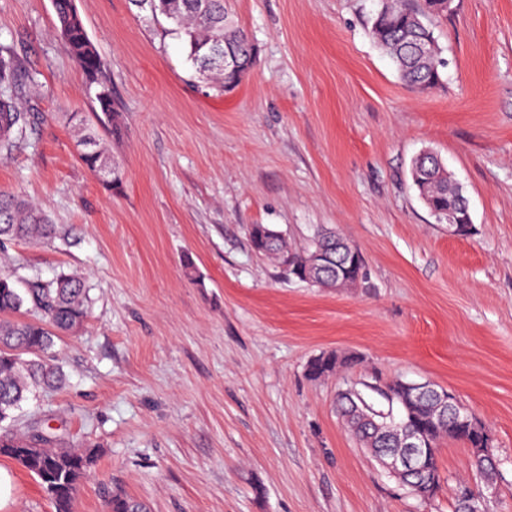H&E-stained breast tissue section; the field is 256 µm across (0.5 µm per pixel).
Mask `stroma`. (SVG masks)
<instances>
[{"label": "stroma", "instance_id": "obj_1", "mask_svg": "<svg viewBox=\"0 0 512 512\" xmlns=\"http://www.w3.org/2000/svg\"><path fill=\"white\" fill-rule=\"evenodd\" d=\"M256 59L233 90L193 78L182 41L130 0H76L123 126L102 129L51 0H0V47L32 75L27 139L0 155V190L60 233L0 242V273L90 287L82 331L55 340L65 385L25 406L57 443L98 457L74 512L119 488L151 512H454L468 450L440 447L442 488L409 495L343 428L338 391L396 379L452 392L491 430L502 474L485 512H512V0H454L434 19L443 87L406 85L369 30L378 0H230ZM85 127L122 172L80 160ZM469 202L454 236L419 200L421 151ZM263 224L305 245L333 229L365 274L324 290L255 254ZM357 357L319 381L323 352ZM4 512H55L0 457Z\"/></svg>", "mask_w": 512, "mask_h": 512}]
</instances>
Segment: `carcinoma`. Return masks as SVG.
<instances>
[{
  "mask_svg": "<svg viewBox=\"0 0 512 512\" xmlns=\"http://www.w3.org/2000/svg\"><path fill=\"white\" fill-rule=\"evenodd\" d=\"M57 29L66 53L78 62L88 84L96 87L94 98L102 117L101 124L113 136L122 134L119 114L112 102V88L104 76V62L91 42L83 21L74 13V0H52ZM177 16L168 19L171 31L182 39L188 49V60L194 75L206 69L205 49L216 42L234 48L240 60L252 67L255 46L248 33L228 19L224 0H208L206 9L199 0H176ZM448 14L446 0H424L421 9L410 0H380L371 17L370 33L374 42L396 66L400 78L409 86L432 90L443 85L446 62L429 19ZM210 84L218 90L231 91L239 85L238 78L228 70H208ZM28 76L22 74L14 56L0 53V155L10 152L27 138L30 114L23 111L18 95ZM80 158L92 172L112 159L101 148L96 135H81ZM422 187L431 201L432 212L445 219L448 204L465 199L461 188L448 182L445 175L430 170L422 177ZM57 233L48 215L23 196L0 190V239H50ZM254 251L276 266L284 258L307 257L321 248L336 254L340 237L319 232L308 247L299 250L288 244L282 234L266 226L251 231ZM37 314L38 319L24 321L12 318L22 309ZM88 316L87 287L84 278L61 273L53 280H33L19 289L9 275H0V456L14 460L38 480L55 506V512H73L74 493L79 481L88 476L96 458L94 449L53 446L50 440L35 441V434L14 428V411L22 407L41 389L60 388L65 383L60 364L51 355L54 338L78 331ZM354 363L351 355L323 352L307 364V375L316 381L337 373ZM388 404L378 410L374 403L353 389L337 394V406L343 423L359 445L375 455H386L398 447L397 441L384 434L382 425H397L399 431L423 429L432 446L429 472L433 482L424 483L416 477L403 487L412 495L429 500L441 489L439 443L448 437L461 442L472 456L476 474L485 487L496 484L499 471L489 434V427L460 406L454 394L443 403L436 392L418 394L402 380H395L376 390ZM456 512H483L482 494L467 483L457 488ZM109 512H149L147 505L124 491L115 489L108 495Z\"/></svg>",
  "mask_w": 512,
  "mask_h": 512,
  "instance_id": "obj_1",
  "label": "carcinoma"
}]
</instances>
